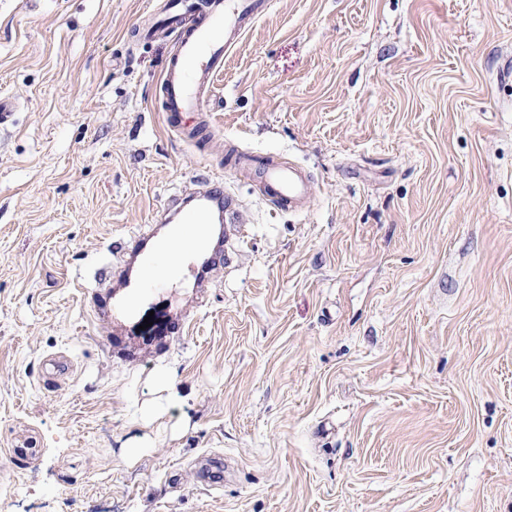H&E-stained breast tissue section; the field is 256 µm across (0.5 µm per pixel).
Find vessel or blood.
I'll use <instances>...</instances> for the list:
<instances>
[{
    "label": "vessel or blood",
    "instance_id": "vessel-or-blood-1",
    "mask_svg": "<svg viewBox=\"0 0 512 512\" xmlns=\"http://www.w3.org/2000/svg\"><path fill=\"white\" fill-rule=\"evenodd\" d=\"M182 0H172L166 22L177 33L172 54L163 69L160 87L163 110L170 127L194 138L209 130L203 113L212 95L210 79L224 67L226 53L268 9L267 0H193L190 10H183ZM196 115L195 124L182 123L183 115ZM233 164L247 167L255 185L266 201L279 210L303 207L311 197V181L296 165L274 157L262 159L237 155ZM220 176H210L199 193L198 205L185 212L174 231L176 247L152 246V230L142 231L131 241V252L139 256V275L129 284L122 305L133 313L142 294L167 284L179 276L201 254L204 230L210 221L209 202L223 194ZM112 279L111 268H101L93 296L101 312H111L114 303L106 285Z\"/></svg>",
    "mask_w": 512,
    "mask_h": 512
}]
</instances>
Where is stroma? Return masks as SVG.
<instances>
[{
  "mask_svg": "<svg viewBox=\"0 0 512 512\" xmlns=\"http://www.w3.org/2000/svg\"><path fill=\"white\" fill-rule=\"evenodd\" d=\"M164 2L0 0V512H512V0H271L192 143L169 30L131 37ZM216 172L204 287L99 315L111 250ZM230 162L247 167L266 201L279 210L300 209L311 197V181L296 165L274 157L235 155Z\"/></svg>",
  "mask_w": 512,
  "mask_h": 512,
  "instance_id": "obj_1",
  "label": "stroma"
}]
</instances>
